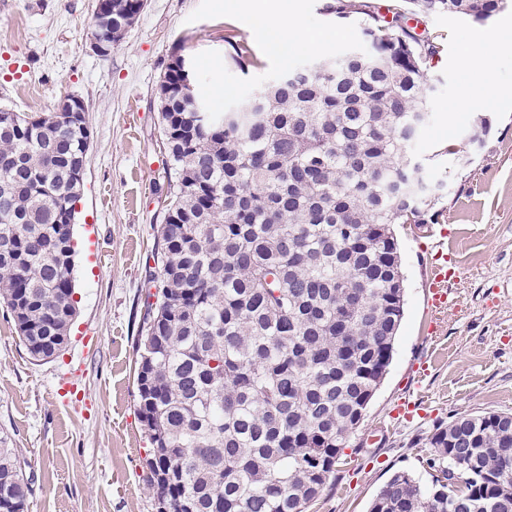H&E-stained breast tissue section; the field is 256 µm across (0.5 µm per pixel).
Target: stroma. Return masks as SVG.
<instances>
[{
    "mask_svg": "<svg viewBox=\"0 0 512 512\" xmlns=\"http://www.w3.org/2000/svg\"><path fill=\"white\" fill-rule=\"evenodd\" d=\"M325 0H147L106 57L90 48L97 0H0V106L46 112L67 96L86 108L91 144L73 229L77 315L58 355L35 360L0 304V439L34 478L29 512H155L144 472L149 446L138 420L136 344L146 271L166 206L167 156L158 86L183 56L211 111L238 107L281 72L353 48L359 29ZM438 46L428 65V122L413 147L432 182H444L445 227L458 273L454 302L427 301L430 229L400 224L406 278L393 361L322 496L308 512H367L394 472L430 481L422 440L462 416L512 413V10L477 24L445 14L416 28ZM244 37L256 61L241 70L226 37ZM495 50L488 75L475 49ZM492 121L485 150L459 167L474 116L466 99L483 80ZM454 152L431 154L440 143ZM430 373L419 376L420 363ZM421 396L424 417L394 423L398 400Z\"/></svg>",
    "mask_w": 512,
    "mask_h": 512,
    "instance_id": "stroma-1",
    "label": "stroma"
}]
</instances>
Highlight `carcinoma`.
<instances>
[{"instance_id":"cac0c4a2","label":"carcinoma","mask_w":512,"mask_h":512,"mask_svg":"<svg viewBox=\"0 0 512 512\" xmlns=\"http://www.w3.org/2000/svg\"><path fill=\"white\" fill-rule=\"evenodd\" d=\"M139 0H102L91 36ZM508 0H328L365 49L285 71L257 112L191 110L178 59L159 86L169 203L138 338V418L156 512H305L393 358L405 282L397 224H436L415 175L438 47L410 15L483 22ZM241 68L243 40H227ZM86 121L0 107V302L29 354L61 352L76 315L75 203ZM431 484L394 472L368 512H512V414L426 437ZM31 478L0 448V512H28Z\"/></svg>"}]
</instances>
